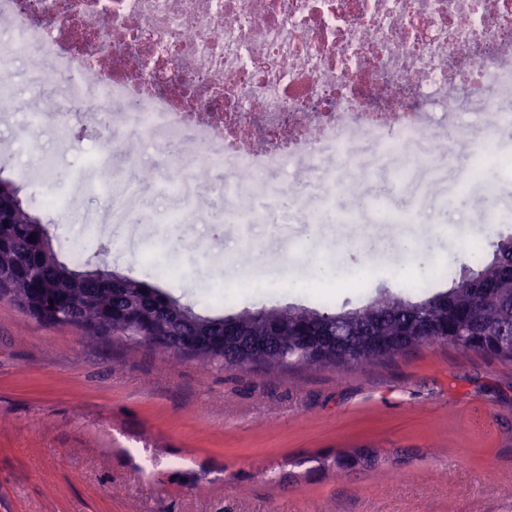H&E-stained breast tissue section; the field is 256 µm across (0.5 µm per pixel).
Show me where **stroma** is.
<instances>
[{
	"mask_svg": "<svg viewBox=\"0 0 512 512\" xmlns=\"http://www.w3.org/2000/svg\"><path fill=\"white\" fill-rule=\"evenodd\" d=\"M457 136L447 159L403 167L359 138L369 178L363 205L326 198L335 156L318 173L270 171L258 224H230L223 171L193 182V216L155 183L135 187L136 222L111 237L83 226L102 197L83 192L96 171L67 149L62 130L38 137L55 154L41 182L21 114H0V178L46 225L62 258L79 251L120 275L160 285L202 315L289 305L335 312L380 294L414 301L447 290L512 236V128L490 131L467 112H434ZM404 170L394 185L395 170ZM63 202L42 209L39 194ZM350 282L313 286L335 249ZM264 256L262 279L242 272ZM224 257L223 280L209 281ZM375 463L336 456L359 448ZM0 512H512V364L425 345L381 361L305 371L207 367L147 346L86 342L0 300Z\"/></svg>",
	"mask_w": 512,
	"mask_h": 512,
	"instance_id": "1",
	"label": "stroma"
}]
</instances>
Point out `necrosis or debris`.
<instances>
[{"label": "necrosis or debris", "instance_id": "necrosis-or-debris-1", "mask_svg": "<svg viewBox=\"0 0 512 512\" xmlns=\"http://www.w3.org/2000/svg\"><path fill=\"white\" fill-rule=\"evenodd\" d=\"M53 50L51 59L38 55ZM25 59L27 81L68 73L106 150L92 191L116 195L117 161L137 155L118 134L132 124L182 158L167 188L225 170L229 214L259 222L266 170L323 157L361 134L386 152L447 141L423 111L512 126V0H0V85Z\"/></svg>", "mask_w": 512, "mask_h": 512}]
</instances>
